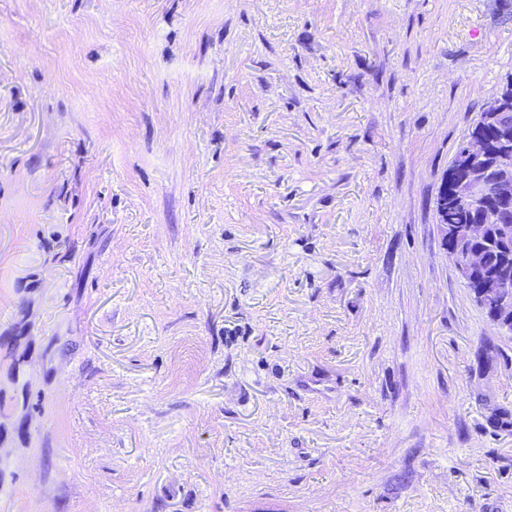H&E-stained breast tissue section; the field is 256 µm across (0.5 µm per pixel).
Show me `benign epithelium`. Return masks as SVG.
<instances>
[{"label":"benign epithelium","instance_id":"benign-epithelium-1","mask_svg":"<svg viewBox=\"0 0 512 512\" xmlns=\"http://www.w3.org/2000/svg\"><path fill=\"white\" fill-rule=\"evenodd\" d=\"M504 96L493 97L480 113V126H492L504 132L501 124ZM449 187L442 189L437 198V215H442L445 198L480 209L478 222L474 224H441L439 229L449 242L446 251L459 279L465 283L479 281L473 295L479 305H492L490 322L501 334H512V287L496 278L479 279V273L487 261L486 250L469 248V245L485 238L486 225L503 224L512 214V149L493 148L480 134L464 137L457 162L448 177Z\"/></svg>","mask_w":512,"mask_h":512}]
</instances>
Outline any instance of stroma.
<instances>
[{"label": "stroma", "mask_w": 512, "mask_h": 512, "mask_svg": "<svg viewBox=\"0 0 512 512\" xmlns=\"http://www.w3.org/2000/svg\"><path fill=\"white\" fill-rule=\"evenodd\" d=\"M511 75L512 0H0V512H512L436 214Z\"/></svg>", "instance_id": "stroma-1"}]
</instances>
